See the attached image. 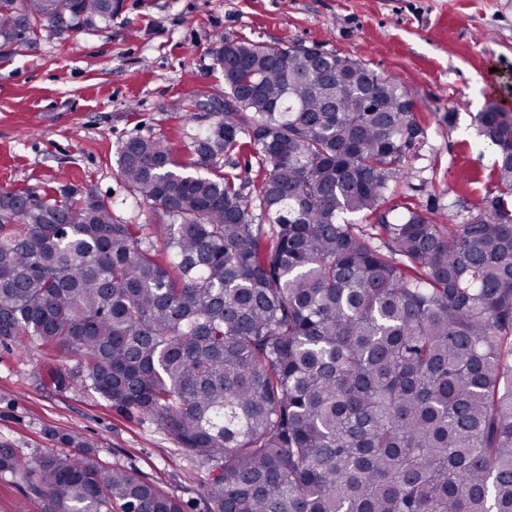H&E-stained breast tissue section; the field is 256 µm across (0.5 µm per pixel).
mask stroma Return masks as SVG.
<instances>
[{"mask_svg": "<svg viewBox=\"0 0 512 512\" xmlns=\"http://www.w3.org/2000/svg\"><path fill=\"white\" fill-rule=\"evenodd\" d=\"M318 46L396 77L425 137L387 206L409 203L461 222L492 187L491 149L475 117L512 110V0H124L95 31L43 28L0 51V193L57 195L73 185L112 200L127 224L165 238L170 219L135 199L117 170L131 137L165 138L183 162L219 117L218 40ZM78 355L0 343V443L22 458L90 444L106 468L133 472L184 512H209L206 470L171 431L113 409L87 387Z\"/></svg>", "mask_w": 512, "mask_h": 512, "instance_id": "obj_1", "label": "stroma"}]
</instances>
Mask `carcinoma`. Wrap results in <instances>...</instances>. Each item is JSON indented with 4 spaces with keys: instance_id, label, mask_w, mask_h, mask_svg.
Listing matches in <instances>:
<instances>
[{
    "instance_id": "obj_1",
    "label": "carcinoma",
    "mask_w": 512,
    "mask_h": 512,
    "mask_svg": "<svg viewBox=\"0 0 512 512\" xmlns=\"http://www.w3.org/2000/svg\"><path fill=\"white\" fill-rule=\"evenodd\" d=\"M123 0H0V47L96 30ZM223 117L117 148L163 243L64 185L0 194V341L79 355L112 408L207 468L209 512H512V113H478L495 187L461 224L378 213L424 134L394 77L317 47L219 40ZM246 137L267 168L220 173ZM272 212L270 233L253 200ZM376 217L355 224L345 216ZM41 512H183L92 450L0 474Z\"/></svg>"
}]
</instances>
